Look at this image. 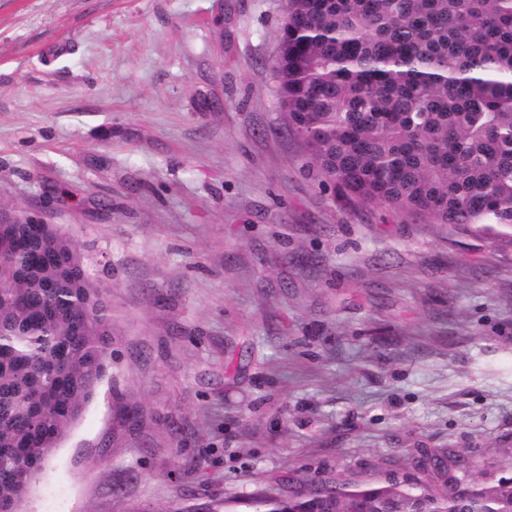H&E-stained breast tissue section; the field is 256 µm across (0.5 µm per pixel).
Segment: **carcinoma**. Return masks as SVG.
Listing matches in <instances>:
<instances>
[{
  "instance_id": "cac0c4a2",
  "label": "carcinoma",
  "mask_w": 512,
  "mask_h": 512,
  "mask_svg": "<svg viewBox=\"0 0 512 512\" xmlns=\"http://www.w3.org/2000/svg\"><path fill=\"white\" fill-rule=\"evenodd\" d=\"M286 125L346 200L443 229L512 228V0H288ZM0 224V512H19L112 359V304L57 224ZM32 468L20 480L17 470ZM396 479L259 498L254 512H508L512 469L439 448Z\"/></svg>"
}]
</instances>
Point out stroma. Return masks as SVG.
Returning <instances> with one entry per match:
<instances>
[{"label": "stroma", "mask_w": 512, "mask_h": 512, "mask_svg": "<svg viewBox=\"0 0 512 512\" xmlns=\"http://www.w3.org/2000/svg\"><path fill=\"white\" fill-rule=\"evenodd\" d=\"M285 0H0V214L60 225L112 360L22 512H251L512 465V233L350 207L285 129Z\"/></svg>", "instance_id": "stroma-1"}]
</instances>
